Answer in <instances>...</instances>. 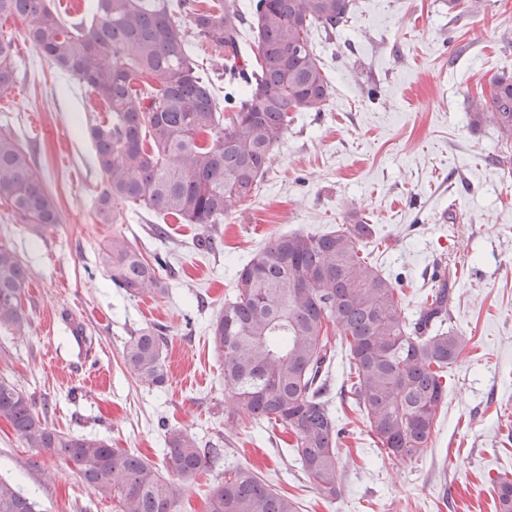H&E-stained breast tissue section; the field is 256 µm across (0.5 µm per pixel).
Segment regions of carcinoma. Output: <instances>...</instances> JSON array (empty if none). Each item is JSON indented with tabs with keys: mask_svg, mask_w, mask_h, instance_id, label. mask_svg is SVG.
Returning a JSON list of instances; mask_svg holds the SVG:
<instances>
[{
	"mask_svg": "<svg viewBox=\"0 0 512 512\" xmlns=\"http://www.w3.org/2000/svg\"><path fill=\"white\" fill-rule=\"evenodd\" d=\"M354 0H87L90 23L68 20L50 0H0V21L28 22L25 40L95 95L87 129L104 174L95 213L120 224L135 205L196 224L198 246L217 247L212 225L259 189L292 112H321L330 81L312 40L344 29ZM215 55L217 78L201 74L196 47ZM16 46L0 27V92L16 81ZM224 82L216 102L215 80ZM107 115L96 114L97 104ZM471 126L493 125L512 142V77L492 80L470 103ZM45 177L19 138L0 131V203L36 233L61 223ZM375 234L359 222L321 234L271 239L236 272L235 293L209 325L224 359L228 418L275 423L294 436L296 459L325 500L340 492L338 423L331 372L336 346L349 356L342 399L363 412L377 454L412 461L428 448L448 396V368L465 341L448 325L450 293L429 290L418 316L401 308L402 289L370 259ZM99 259L112 284L131 297L165 293L166 260L150 262L122 236ZM29 275L0 247V327L25 336ZM167 338L153 328L132 334L123 367L137 383H167ZM0 417L27 448L60 460L120 512H180L189 486L223 449L169 429L164 476L133 449L52 426L35 400L0 377ZM496 512H512V476L493 480ZM0 512H35V503L0 480ZM206 512H299L296 500L246 467L224 468Z\"/></svg>",
	"mask_w": 512,
	"mask_h": 512,
	"instance_id": "carcinoma-1",
	"label": "carcinoma"
}]
</instances>
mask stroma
I'll list each match as a JSON object with an SVG mask.
<instances>
[{"label":"stroma","instance_id":"1","mask_svg":"<svg viewBox=\"0 0 512 512\" xmlns=\"http://www.w3.org/2000/svg\"><path fill=\"white\" fill-rule=\"evenodd\" d=\"M25 21L1 26L16 40L14 86L0 94V128L12 129L44 169L63 222L43 234L0 205V246L28 267L27 337L0 331V376L46 407L55 427L135 448L159 470L166 428L223 439L224 464L199 474L181 512H204L225 465L257 470L297 498L299 512H496L492 480L512 474V144L493 126L472 128L470 98L512 76V0L477 9L448 0H356L339 35L312 36L331 82L323 111L297 112L256 196L202 232L149 212L98 223L104 182L87 133L88 93L24 40ZM363 221L384 244L378 263L402 288L405 314L430 288L452 290L450 324L464 336L448 370V396L432 443L415 461L377 457L363 414L336 407L343 434L340 492L323 501L280 428L228 422L221 357L208 327L234 294L237 270L271 238L325 233ZM163 235H155L154 226ZM124 235L146 259L165 258L164 295L113 287L98 251ZM164 328L169 381L157 390L123 368L141 328ZM0 479L38 512H120L61 461L24 447L0 418Z\"/></svg>","mask_w":512,"mask_h":512}]
</instances>
